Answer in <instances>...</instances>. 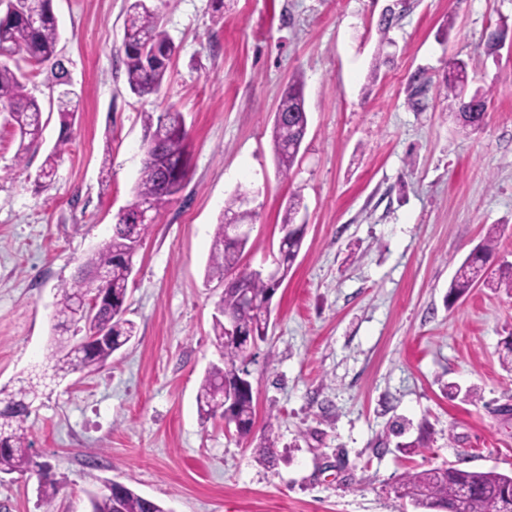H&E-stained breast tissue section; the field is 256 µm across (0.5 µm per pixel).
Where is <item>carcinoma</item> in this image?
<instances>
[{"label": "carcinoma", "instance_id": "1", "mask_svg": "<svg viewBox=\"0 0 512 512\" xmlns=\"http://www.w3.org/2000/svg\"><path fill=\"white\" fill-rule=\"evenodd\" d=\"M52 0H0L6 4L0 10V118L19 138L16 160L22 161L32 147L42 141V109L28 90V81L43 65L51 64L58 84L67 85L66 70L57 59L59 33L52 12ZM123 64L130 91L140 98L158 94L165 81L174 46L164 29L162 19L150 0H131L125 24ZM468 64L452 59L443 86L446 97L458 101L455 118L460 129L471 133L479 129L484 118L487 93L476 90L470 97ZM305 107L303 84L293 77L279 99L277 112L282 120L274 125L273 143L278 169L286 177L293 168L298 151L288 145L302 136ZM78 94L64 89L58 97L61 136L47 154L40 177L52 181L58 160L70 140L76 123ZM144 158L140 178L134 189L133 201L118 214L112 225V235L89 253L80 266V275L57 291L55 328L68 332L84 331L88 324L106 321L110 336L90 347H78L69 337L55 340L51 359L54 376L62 378L76 371H94L103 367L112 355L135 336V324L126 318L129 281L132 270L125 257L142 245L151 225L136 223L142 205L148 203L154 211L171 203L186 186L185 148L187 131L182 112L172 107L163 112L144 113ZM302 208V199H288L281 227L294 223ZM235 215L249 222L253 215L241 209V195L224 204V215ZM500 231L488 229L481 242L459 264L448 286V299H458L482 285L493 291L512 293V263L501 262L489 275L491 262L497 256ZM304 230L298 228L288 244L278 247L275 259L282 278H287L303 246ZM249 238L231 240L224 232V221L217 224L209 273L224 280L228 275L240 277L228 285L220 298L219 317L213 323L216 345L222 350L223 365L210 367L197 394L198 411L202 418L220 416L235 426L236 434L247 439L252 433L255 407L247 352L240 344L226 338L224 319L235 321L238 329L258 340L265 339L269 327L268 314L276 289L266 279L240 269L241 257ZM103 281L106 298L92 305ZM40 384L33 379L22 380L14 389H0V406L33 405L39 396ZM30 411H0V473L33 472L30 454L28 418ZM512 476L490 471H469L457 467H436L406 475L397 492L412 501L415 507L427 509L454 506L462 512H505V491ZM91 512H169L164 506L146 498L130 487H124L120 497L108 492L89 494Z\"/></svg>", "mask_w": 512, "mask_h": 512}]
</instances>
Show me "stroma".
Instances as JSON below:
<instances>
[{"instance_id": "obj_1", "label": "stroma", "mask_w": 512, "mask_h": 512, "mask_svg": "<svg viewBox=\"0 0 512 512\" xmlns=\"http://www.w3.org/2000/svg\"><path fill=\"white\" fill-rule=\"evenodd\" d=\"M129 3L52 0L81 96L52 184L39 177L60 133L49 69L29 82L44 130L23 167L0 125V388L50 371L57 290L132 200L144 113H183L188 183L136 258L135 338L99 370L48 381L28 420L43 475L0 474V512H90L89 492L111 481L168 512H418L396 492L407 473L511 475L512 372L500 357L512 294L447 296L491 225L512 262V0H154L175 53L147 100L122 63ZM453 57L469 64V90L489 93L468 135L441 89ZM297 74L308 131L284 176L274 114ZM240 189L256 193L243 269L271 267L290 196L307 224L248 366L246 440L202 420L196 401L223 362L213 321L224 285L208 267ZM269 420L278 439L266 454Z\"/></svg>"}]
</instances>
